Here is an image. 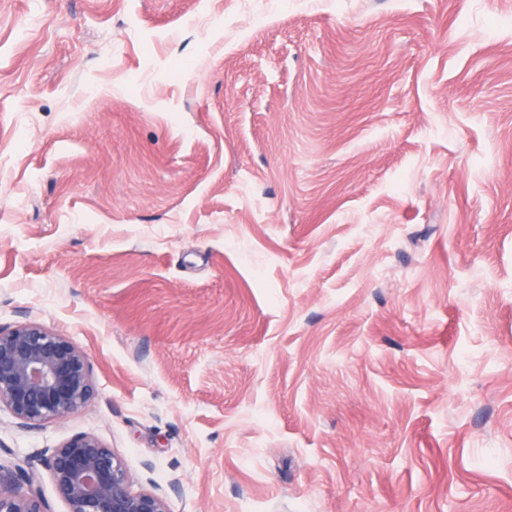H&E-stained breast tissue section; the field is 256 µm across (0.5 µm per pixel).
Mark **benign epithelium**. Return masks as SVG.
I'll use <instances>...</instances> for the list:
<instances>
[{
    "instance_id": "benign-epithelium-1",
    "label": "benign epithelium",
    "mask_w": 512,
    "mask_h": 512,
    "mask_svg": "<svg viewBox=\"0 0 512 512\" xmlns=\"http://www.w3.org/2000/svg\"><path fill=\"white\" fill-rule=\"evenodd\" d=\"M94 394L88 358L69 338L31 321L0 327V407L19 426L65 418ZM40 456L67 512H168L159 489L132 490L124 459L94 435ZM0 512H52L37 471L0 466Z\"/></svg>"
}]
</instances>
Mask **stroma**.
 <instances>
[{
  "instance_id": "1",
  "label": "stroma",
  "mask_w": 512,
  "mask_h": 512,
  "mask_svg": "<svg viewBox=\"0 0 512 512\" xmlns=\"http://www.w3.org/2000/svg\"><path fill=\"white\" fill-rule=\"evenodd\" d=\"M82 349L169 512H512V0H0V326Z\"/></svg>"
}]
</instances>
